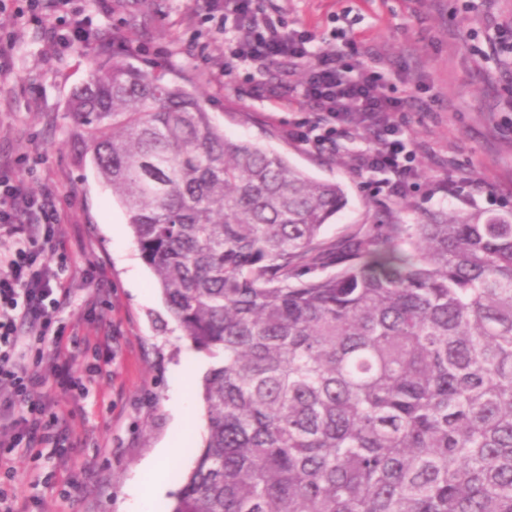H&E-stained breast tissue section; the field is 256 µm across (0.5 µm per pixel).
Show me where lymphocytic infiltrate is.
<instances>
[{
  "mask_svg": "<svg viewBox=\"0 0 512 512\" xmlns=\"http://www.w3.org/2000/svg\"><path fill=\"white\" fill-rule=\"evenodd\" d=\"M216 27L224 36V70L232 72L241 59L262 62L283 58L302 67V84H283L277 93L289 108L313 110L288 129L292 138L316 149L343 147L351 131L363 130L372 146L359 150V167L379 174L390 196H400L415 174L403 114L411 99L392 95L383 74L356 68L353 59L365 46L356 35L344 40L343 50L314 47V38L288 29L272 18L263 0H206ZM59 216L52 194L30 192L17 181L0 177V231L18 241L0 254V451L21 448L34 458L58 452L67 436L63 413L33 389L44 384L39 367L45 361V330L68 297L54 288V266L42 260L53 246Z\"/></svg>",
  "mask_w": 512,
  "mask_h": 512,
  "instance_id": "obj_1",
  "label": "lymphocytic infiltrate"
}]
</instances>
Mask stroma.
Masks as SVG:
<instances>
[{
	"instance_id": "35a3bbf8",
	"label": "stroma",
	"mask_w": 512,
	"mask_h": 512,
	"mask_svg": "<svg viewBox=\"0 0 512 512\" xmlns=\"http://www.w3.org/2000/svg\"><path fill=\"white\" fill-rule=\"evenodd\" d=\"M272 16L338 47L337 17L373 47L377 70L395 95H413L407 113L417 173L402 196L387 197L362 172L353 151H315L288 137L287 105L253 93L249 72L266 87L301 82L284 59L224 74V40L208 22L205 0H69L68 16L35 22L28 11H0L10 43V72L0 78V176L56 198L61 232L55 283L70 299L46 331V352L83 376L85 396L55 381L35 397L54 401L68 419V463L8 457L16 491L32 512H130L133 480L166 440L178 459L161 467L167 484L156 512H170L205 436L199 386L211 361L170 319L153 271L143 262L125 212L86 154L83 128L67 111L92 62L83 45L102 36L135 65L155 63L167 79L198 90L215 123L233 140L286 156L311 176L341 183L348 204L324 228L338 242L376 224H415L425 211L463 216L512 210V52L484 59L474 49L487 30L512 26V0H266ZM454 181V194L440 185ZM113 354L110 377L91 375L95 354Z\"/></svg>"
}]
</instances>
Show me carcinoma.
I'll use <instances>...</instances> for the list:
<instances>
[{"mask_svg":"<svg viewBox=\"0 0 512 512\" xmlns=\"http://www.w3.org/2000/svg\"><path fill=\"white\" fill-rule=\"evenodd\" d=\"M82 53L67 110L212 360L171 512H512V213L442 209L338 247L343 185L227 138L158 65Z\"/></svg>","mask_w":512,"mask_h":512,"instance_id":"obj_1","label":"carcinoma"}]
</instances>
